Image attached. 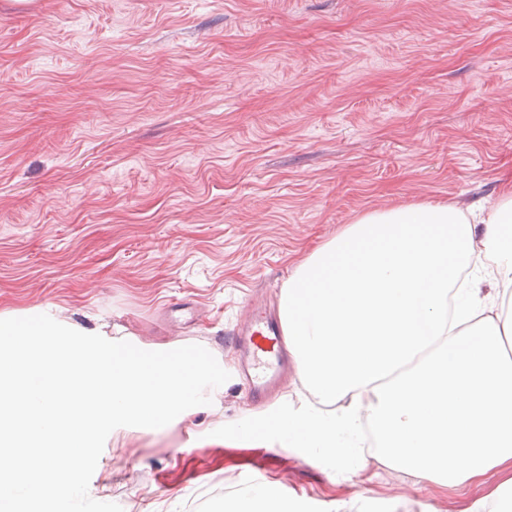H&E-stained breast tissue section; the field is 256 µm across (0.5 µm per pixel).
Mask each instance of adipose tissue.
Returning a JSON list of instances; mask_svg holds the SVG:
<instances>
[{
	"instance_id": "adipose-tissue-1",
	"label": "adipose tissue",
	"mask_w": 512,
	"mask_h": 512,
	"mask_svg": "<svg viewBox=\"0 0 512 512\" xmlns=\"http://www.w3.org/2000/svg\"><path fill=\"white\" fill-rule=\"evenodd\" d=\"M508 301L512 188L364 211L281 290L295 393L221 433L271 448L295 428L337 464L371 444L378 461L444 489L495 469L512 489Z\"/></svg>"
}]
</instances>
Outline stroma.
<instances>
[{
	"label": "stroma",
	"instance_id": "1",
	"mask_svg": "<svg viewBox=\"0 0 512 512\" xmlns=\"http://www.w3.org/2000/svg\"><path fill=\"white\" fill-rule=\"evenodd\" d=\"M512 185V0H0V312L96 314L147 349L198 344L219 404L114 431L90 496L209 512H466L348 454L225 444L266 410L224 338L362 211Z\"/></svg>",
	"mask_w": 512,
	"mask_h": 512
}]
</instances>
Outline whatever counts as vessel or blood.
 I'll return each mask as SVG.
<instances>
[{"label":"vessel or blood","instance_id":"obj_1","mask_svg":"<svg viewBox=\"0 0 512 512\" xmlns=\"http://www.w3.org/2000/svg\"><path fill=\"white\" fill-rule=\"evenodd\" d=\"M230 343L249 396L262 401L288 368L280 317L264 307H253L248 322L231 331Z\"/></svg>","mask_w":512,"mask_h":512}]
</instances>
